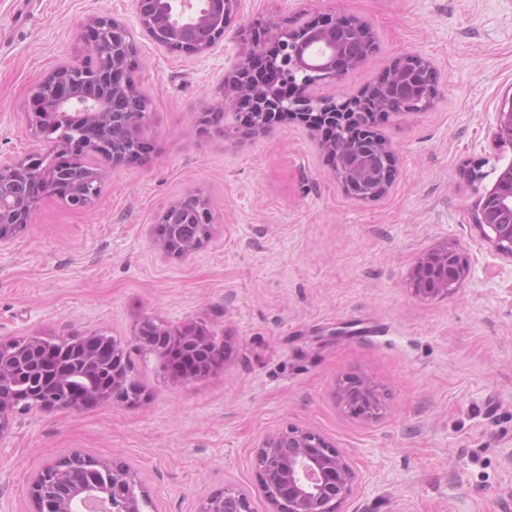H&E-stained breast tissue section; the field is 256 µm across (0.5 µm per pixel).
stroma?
Returning <instances> with one entry per match:
<instances>
[{"mask_svg":"<svg viewBox=\"0 0 512 512\" xmlns=\"http://www.w3.org/2000/svg\"><path fill=\"white\" fill-rule=\"evenodd\" d=\"M92 15L135 22L129 0H0V158L51 156L27 101L59 63L86 62ZM323 15L375 34L351 91L405 53L435 72L430 109L376 127L394 165L373 201L345 192L319 133L291 119L255 133L224 108L246 30ZM134 39L145 151L110 170L92 209L40 199L0 252V337H112L144 396L19 415L0 444V512H28L32 477L74 450L125 461L148 512H198L227 484L268 512L254 451L292 427L347 454L358 481L338 512H512V258L477 222L512 162L491 136L512 99V0H239L208 57ZM190 197L208 237L188 258L161 252L162 212ZM445 244L465 278L417 292V260ZM146 319L215 336L219 365L176 377L138 340ZM351 378L373 388L372 414L342 400Z\"/></svg>","mask_w":512,"mask_h":512,"instance_id":"1","label":"stroma"}]
</instances>
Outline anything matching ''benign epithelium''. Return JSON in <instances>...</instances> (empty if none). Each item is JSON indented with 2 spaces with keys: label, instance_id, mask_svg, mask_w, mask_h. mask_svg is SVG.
Returning <instances> with one entry per match:
<instances>
[{
  "label": "benign epithelium",
  "instance_id": "7a95c632",
  "mask_svg": "<svg viewBox=\"0 0 512 512\" xmlns=\"http://www.w3.org/2000/svg\"><path fill=\"white\" fill-rule=\"evenodd\" d=\"M239 0H132L141 29L163 49L195 56L211 52ZM88 33L90 63H62L35 85L27 104L28 129L33 139L61 151L68 158L46 162L40 154L0 159V250L28 223L42 190L56 189L69 205L88 209L100 195L104 173L90 160L103 156L114 164L141 153L139 128L147 108L138 101L140 92L127 68L133 34L127 23L114 18L91 17L83 25ZM365 27L343 26L335 19L310 22L297 28H274L261 39L242 43L239 70L255 58H268L271 79L255 86L232 80L225 100L248 95L255 101L249 126L263 129L269 119L287 115L314 129L325 123L351 137L347 116L363 115L367 100L378 107L390 105L392 94L402 92L411 100L408 109L429 108L432 99L413 101L420 93L409 76L408 65L423 61L408 53L364 93L341 92L324 99L308 93L323 80L336 82L362 66L364 56H352L349 48ZM494 140L512 149V99L496 113ZM321 145L331 160L332 171L345 191L360 200L384 194L390 184L388 172L393 152L381 138L359 139L346 150L337 151L327 140ZM160 223L166 232L160 248L189 257L200 246L183 235L185 224H210L206 204L175 203L163 212ZM478 223L489 229L487 238L497 252L512 257V163L499 174L495 188L484 198ZM465 267L458 251L444 246L419 259L413 270L414 286L432 294L458 287ZM160 336L171 332L160 324L143 323V344L162 355L166 348L149 331ZM188 348L218 353L215 338L202 330L186 328L175 334ZM97 335L69 336L58 341L55 364L43 361L44 339L29 336L19 347H5L0 340V442L12 431L16 415L39 410L62 411L86 399L126 401L132 394L122 350L115 348L112 363L100 362ZM372 390L361 382L348 381L342 399L347 404L364 402ZM260 484L268 512H333L351 495L357 476L348 457L322 436L303 429L269 434L255 450ZM145 512L149 501L141 490L138 474L125 464L95 458L88 462L60 457L46 463L30 484L29 512ZM200 512H253L246 493L232 486L209 494Z\"/></svg>",
  "mask_w": 512,
  "mask_h": 512
}]
</instances>
